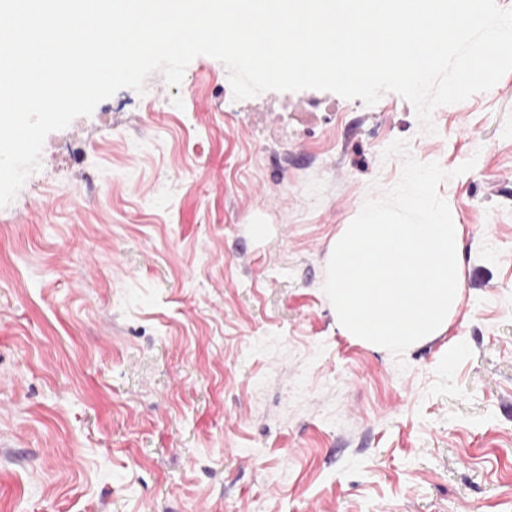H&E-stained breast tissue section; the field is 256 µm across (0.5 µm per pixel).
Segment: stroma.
<instances>
[{
    "label": "stroma",
    "instance_id": "obj_1",
    "mask_svg": "<svg viewBox=\"0 0 512 512\" xmlns=\"http://www.w3.org/2000/svg\"><path fill=\"white\" fill-rule=\"evenodd\" d=\"M432 122L392 92L237 101L201 55L51 132L0 208V512H512V71ZM397 139L450 171L465 264L399 360L323 290Z\"/></svg>",
    "mask_w": 512,
    "mask_h": 512
}]
</instances>
